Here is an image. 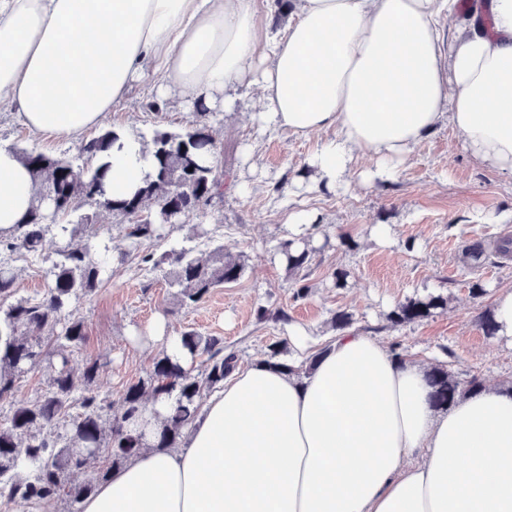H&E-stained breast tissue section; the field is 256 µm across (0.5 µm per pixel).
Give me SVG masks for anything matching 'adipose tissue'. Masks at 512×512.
<instances>
[{"mask_svg":"<svg viewBox=\"0 0 512 512\" xmlns=\"http://www.w3.org/2000/svg\"><path fill=\"white\" fill-rule=\"evenodd\" d=\"M458 0H291L282 32L257 0H0V112L77 139L132 85L186 111H238L257 94L259 131L324 133L316 186L397 180L448 122L480 166L512 176V0L492 26ZM108 150L112 199L151 173L141 139ZM37 185L0 144V235ZM424 366L375 338L337 335L304 379L265 363L208 398L176 448H146L82 512H512V389L487 384L434 409Z\"/></svg>","mask_w":512,"mask_h":512,"instance_id":"ef3b65f1","label":"adipose tissue"}]
</instances>
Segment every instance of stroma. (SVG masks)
<instances>
[{
    "label": "stroma",
    "mask_w": 512,
    "mask_h": 512,
    "mask_svg": "<svg viewBox=\"0 0 512 512\" xmlns=\"http://www.w3.org/2000/svg\"><path fill=\"white\" fill-rule=\"evenodd\" d=\"M151 99L143 88H132L122 106L107 115L102 130L124 127L148 140L154 131L192 125L191 114L167 98L160 99L159 112L145 111ZM251 111L247 102L238 112L210 121L231 182L221 208L174 227L167 240L142 245L155 253L171 244L199 248L198 232L207 229L225 254L243 256L240 279L214 289L198 305L182 306L164 271L148 270L130 255L124 220H100L98 240L126 260L113 262L95 293L71 305L87 334L70 357L72 370L82 371L88 360H99L97 391L117 400L126 384L150 371L158 347L143 334L158 320L172 334L194 329L223 337L241 366L266 358L270 344L283 340L284 360L298 365L332 343L337 331L331 319L346 311L354 318V331L375 337L405 360L446 365L461 380L476 375L486 382L512 381V336L488 337L479 325L497 291L512 286V259L490 253L476 262L469 253L476 243L512 239V222L500 221L512 213V177L477 165L460 149L454 129L443 124L415 146L398 180L375 186L355 180L344 192L316 191L307 158L318 137L258 131ZM0 143L78 159L76 140L33 135L5 112H0ZM243 181L252 185L245 199L235 189ZM293 211L310 212L319 224L309 245V263L295 274L279 258L285 220ZM378 224L390 225L387 242L373 239ZM60 247L50 233L41 252L0 253V261L20 275V298L42 297L48 260ZM339 270L350 273L342 288L333 284ZM476 283L484 288L478 298L472 294ZM302 284L308 292L299 298L295 291ZM427 294L447 297L446 307L423 320L391 326L387 316L398 302ZM263 308L268 318H260ZM277 310L285 311L287 320H275ZM298 329L306 332V343L295 338Z\"/></svg>",
    "instance_id": "obj_1"
}]
</instances>
